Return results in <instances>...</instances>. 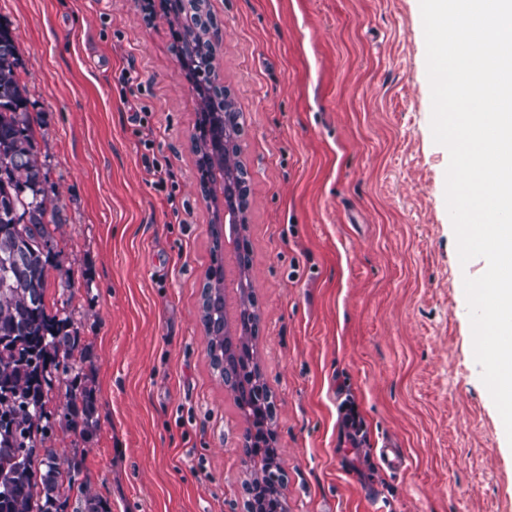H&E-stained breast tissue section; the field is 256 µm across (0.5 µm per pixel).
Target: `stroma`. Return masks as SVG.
<instances>
[{
  "mask_svg": "<svg viewBox=\"0 0 512 512\" xmlns=\"http://www.w3.org/2000/svg\"><path fill=\"white\" fill-rule=\"evenodd\" d=\"M246 122L249 277L287 512H512V443L472 354L434 143L419 0H209ZM63 227L46 302L94 354L82 491L108 512H242L244 426L207 353L216 206L197 190V95L175 22L139 0H0ZM137 88L122 96L119 77ZM170 165L154 183L145 158ZM408 462L340 448L339 405ZM371 452L378 453L387 471L397 473L404 469L406 457L403 448L389 442H383L381 448H371Z\"/></svg>",
  "mask_w": 512,
  "mask_h": 512,
  "instance_id": "35a3bbf8",
  "label": "stroma"
}]
</instances>
